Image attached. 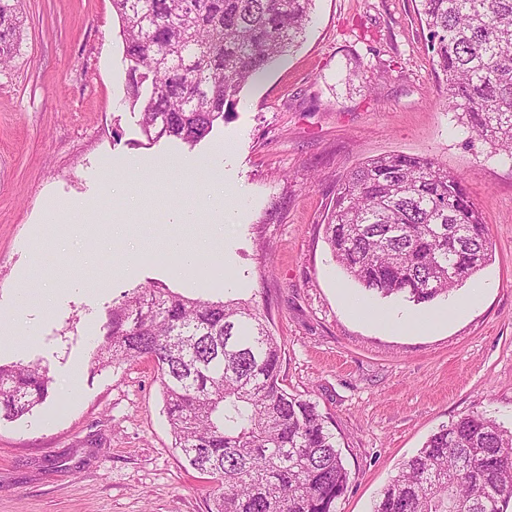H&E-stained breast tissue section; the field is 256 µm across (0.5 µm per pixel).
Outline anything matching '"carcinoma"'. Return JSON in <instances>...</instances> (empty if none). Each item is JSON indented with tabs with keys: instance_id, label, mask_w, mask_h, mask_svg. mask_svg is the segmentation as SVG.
I'll list each match as a JSON object with an SVG mask.
<instances>
[{
	"instance_id": "cac0c4a2",
	"label": "carcinoma",
	"mask_w": 512,
	"mask_h": 512,
	"mask_svg": "<svg viewBox=\"0 0 512 512\" xmlns=\"http://www.w3.org/2000/svg\"><path fill=\"white\" fill-rule=\"evenodd\" d=\"M316 0H112L126 93L148 142L194 147L243 88L300 43ZM448 102L512 162V0H419ZM20 39L0 0V65ZM325 241L348 277L381 297L428 304L492 261L465 178L433 158L362 162L337 189ZM97 369L151 360L187 465L216 485L211 512H336L350 483L325 417L280 379L269 317L241 299L152 286L106 313ZM37 364H0V420L49 397ZM512 431L479 411L441 426L381 491L373 512H506Z\"/></svg>"
}]
</instances>
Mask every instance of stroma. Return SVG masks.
Wrapping results in <instances>:
<instances>
[{
  "mask_svg": "<svg viewBox=\"0 0 512 512\" xmlns=\"http://www.w3.org/2000/svg\"><path fill=\"white\" fill-rule=\"evenodd\" d=\"M18 10L21 44L0 70V362L46 367L52 391L0 421V512H209L214 485L174 445L156 368L91 364L107 310L157 283L268 315L285 388L316 403L351 473L337 512H373L458 416L483 411L512 428V165L449 111L416 0H316L303 41L192 148L143 136L112 0H20ZM390 152L461 174L489 227L492 262L454 291L479 286L481 299L442 324L446 298L417 307L372 295L324 239L345 176ZM212 156L235 193L230 224L209 219L211 189L188 170ZM164 157L185 169L160 175ZM132 160L134 192L113 194ZM76 200L92 210L85 222L66 213ZM189 210L199 218L188 233ZM182 233L223 259L203 281L170 272L166 241ZM353 298L432 324L372 322Z\"/></svg>",
  "mask_w": 512,
  "mask_h": 512,
  "instance_id": "1",
  "label": "stroma"
}]
</instances>
